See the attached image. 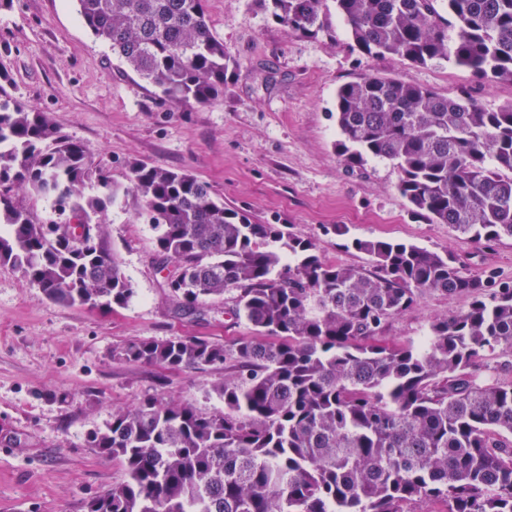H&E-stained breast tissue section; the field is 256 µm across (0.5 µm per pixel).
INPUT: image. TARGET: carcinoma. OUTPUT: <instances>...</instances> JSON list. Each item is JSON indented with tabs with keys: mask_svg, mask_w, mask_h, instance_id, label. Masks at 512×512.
<instances>
[{
	"mask_svg": "<svg viewBox=\"0 0 512 512\" xmlns=\"http://www.w3.org/2000/svg\"><path fill=\"white\" fill-rule=\"evenodd\" d=\"M368 56L454 61L481 80L512 79V0H260L302 36L336 39L327 2ZM85 26L166 100L206 104L234 61L202 0H77ZM0 75V267L53 303L127 305L135 288L105 236L106 213L135 192L156 232L179 314L233 294L254 335L140 338L113 356L208 370L224 410L144 396L93 431L89 447L123 479L87 512H512V380L477 381L491 353H512V285L466 275L446 252L355 238L371 269L328 263L286 224L224 206L194 175L136 163L130 186L96 167L47 112L21 105ZM338 155L386 159L412 212L472 242L512 238V103L489 108L366 75L336 93ZM95 183L98 194L80 187ZM51 198L60 222L16 198ZM426 291L470 298L417 345L379 343Z\"/></svg>",
	"mask_w": 512,
	"mask_h": 512,
	"instance_id": "obj_1",
	"label": "carcinoma"
}]
</instances>
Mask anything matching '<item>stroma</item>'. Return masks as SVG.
Returning <instances> with one entry per match:
<instances>
[{
  "instance_id": "stroma-1",
  "label": "stroma",
  "mask_w": 512,
  "mask_h": 512,
  "mask_svg": "<svg viewBox=\"0 0 512 512\" xmlns=\"http://www.w3.org/2000/svg\"><path fill=\"white\" fill-rule=\"evenodd\" d=\"M215 36L236 63L223 95L206 105L160 100L156 87L113 55L78 14L76 0H11L0 9V72L13 97L50 113L82 142L95 165L127 183L137 163L185 170L225 206L261 224H286L315 241L331 263L369 269L350 245L383 238L448 251L464 273L494 270L512 283V239L473 244L444 224L411 212L393 163L349 168L338 155L337 89L364 75L395 78L456 97L467 90L488 107L512 102V80L476 82L448 61L425 66L353 50L338 15L335 39L288 33L256 0H204ZM344 227L323 235L322 226ZM106 235L136 295L125 307L97 310L50 302L19 273L0 267V512H86L121 481L122 468L88 446L89 434L144 395L223 410L214 382L233 362L204 372L113 358L134 338L200 336L227 344L251 335L231 296L183 316L166 288L154 231L141 198L120 196ZM467 297L425 292L389 321L387 345L419 344L431 321L464 309Z\"/></svg>"
}]
</instances>
